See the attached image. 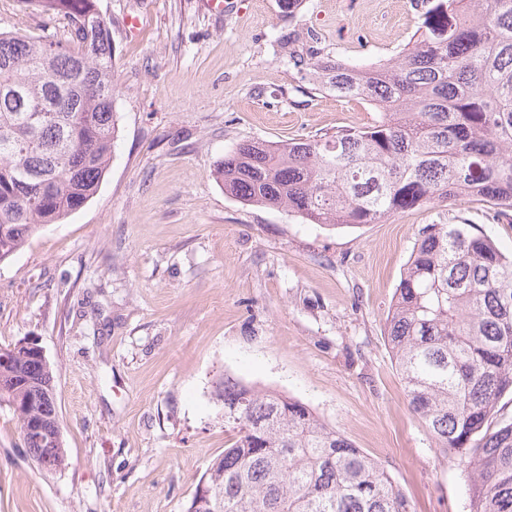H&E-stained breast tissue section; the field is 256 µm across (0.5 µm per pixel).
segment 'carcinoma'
<instances>
[{
  "instance_id": "1",
  "label": "carcinoma",
  "mask_w": 512,
  "mask_h": 512,
  "mask_svg": "<svg viewBox=\"0 0 512 512\" xmlns=\"http://www.w3.org/2000/svg\"><path fill=\"white\" fill-rule=\"evenodd\" d=\"M69 37L0 33V261L97 192L118 134L112 32L95 0H26ZM377 123L243 144L224 192L333 228L478 198L512 212V0H438L398 56L312 63ZM387 341L410 410L464 464L471 512H512V256L470 224H427L396 288ZM224 454L198 480L207 512H411L380 463L277 390L216 389Z\"/></svg>"
}]
</instances>
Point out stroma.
<instances>
[{
	"instance_id": "stroma-1",
	"label": "stroma",
	"mask_w": 512,
	"mask_h": 512,
	"mask_svg": "<svg viewBox=\"0 0 512 512\" xmlns=\"http://www.w3.org/2000/svg\"><path fill=\"white\" fill-rule=\"evenodd\" d=\"M112 31L118 137L97 192L0 262V346L29 339L55 376L67 466L25 454L0 403V512H185L224 452L217 382L302 401L379 461L416 512H470V481L410 411L386 317L419 229L472 225L478 201L329 228L225 194L239 144L316 139L379 112L319 88L311 58L395 56L436 0H95ZM0 0V31H62ZM294 63H286L287 55Z\"/></svg>"
}]
</instances>
